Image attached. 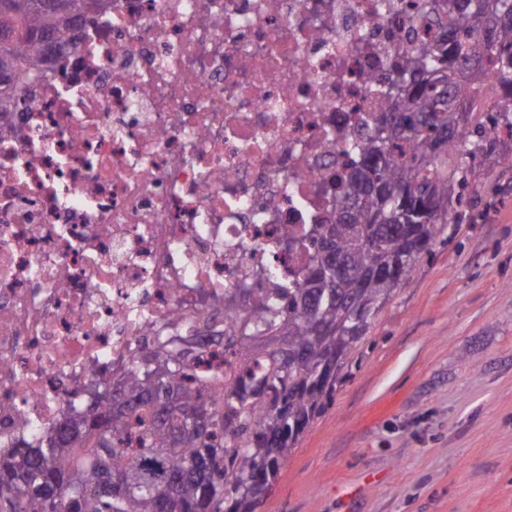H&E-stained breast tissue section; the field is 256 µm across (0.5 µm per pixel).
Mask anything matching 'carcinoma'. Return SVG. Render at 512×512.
I'll list each match as a JSON object with an SVG mask.
<instances>
[{
    "mask_svg": "<svg viewBox=\"0 0 512 512\" xmlns=\"http://www.w3.org/2000/svg\"><path fill=\"white\" fill-rule=\"evenodd\" d=\"M0 12V112L26 72L63 54L81 20L105 0H68L70 13L21 0ZM436 0L417 8L438 30L405 55L387 92L388 111L350 142L360 167L337 179L336 222L309 225L302 277L251 303V289L224 297V371L194 365L203 343L156 337L112 378L86 413L63 415L34 448L0 457V512H255L307 426L336 390L349 356L393 291L445 225L472 164L497 151L478 112L458 111L463 83L491 52L512 130V0ZM476 27L472 47L462 30Z\"/></svg>",
    "mask_w": 512,
    "mask_h": 512,
    "instance_id": "carcinoma-1",
    "label": "carcinoma"
}]
</instances>
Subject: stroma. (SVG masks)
I'll list each match as a JSON object with an SVG mask.
<instances>
[{"label":"stroma","mask_w":512,"mask_h":512,"mask_svg":"<svg viewBox=\"0 0 512 512\" xmlns=\"http://www.w3.org/2000/svg\"><path fill=\"white\" fill-rule=\"evenodd\" d=\"M460 210L256 512H512V137Z\"/></svg>","instance_id":"obj_1"}]
</instances>
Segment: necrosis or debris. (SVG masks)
Returning <instances> with one entry per match:
<instances>
[{"instance_id":"1","label":"necrosis or debris","mask_w":512,"mask_h":512,"mask_svg":"<svg viewBox=\"0 0 512 512\" xmlns=\"http://www.w3.org/2000/svg\"><path fill=\"white\" fill-rule=\"evenodd\" d=\"M394 2L110 0L28 73L0 113V453L304 266L344 139L418 49Z\"/></svg>"}]
</instances>
